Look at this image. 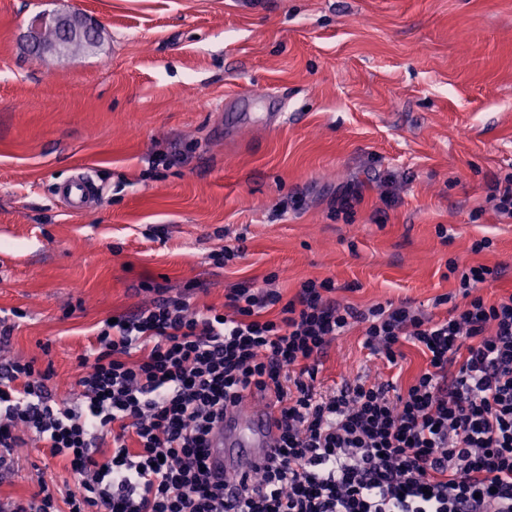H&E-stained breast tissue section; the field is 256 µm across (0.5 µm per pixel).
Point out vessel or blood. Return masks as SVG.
Returning a JSON list of instances; mask_svg holds the SVG:
<instances>
[{
  "label": "vessel or blood",
  "mask_w": 512,
  "mask_h": 512,
  "mask_svg": "<svg viewBox=\"0 0 512 512\" xmlns=\"http://www.w3.org/2000/svg\"><path fill=\"white\" fill-rule=\"evenodd\" d=\"M72 211H81L98 199V187L90 173H78L61 190ZM279 436L278 412L271 402L252 408L248 418L238 409H228L224 420L208 436L211 470L226 480L241 478L261 466Z\"/></svg>",
  "instance_id": "vessel-or-blood-1"
}]
</instances>
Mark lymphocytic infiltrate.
<instances>
[{
	"mask_svg": "<svg viewBox=\"0 0 512 512\" xmlns=\"http://www.w3.org/2000/svg\"><path fill=\"white\" fill-rule=\"evenodd\" d=\"M448 270L463 300L440 296L450 311L438 320L406 304H340L329 278L303 281L289 300L240 283L220 310L158 295L99 328L74 406L55 400L50 370L11 361L0 374V469L32 432L74 482L59 497L41 484L0 512H512V295H480L496 275L488 266ZM356 324L389 367L406 341L426 369L403 391L360 378L321 390V357ZM248 391L275 400L280 434L229 495L206 439Z\"/></svg>",
	"mask_w": 512,
	"mask_h": 512,
	"instance_id": "1",
	"label": "lymphocytic infiltrate"
}]
</instances>
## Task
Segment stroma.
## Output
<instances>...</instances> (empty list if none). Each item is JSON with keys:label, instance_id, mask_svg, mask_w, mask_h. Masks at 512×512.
Returning a JSON list of instances; mask_svg holds the SVG:
<instances>
[{"label": "stroma", "instance_id": "obj_1", "mask_svg": "<svg viewBox=\"0 0 512 512\" xmlns=\"http://www.w3.org/2000/svg\"><path fill=\"white\" fill-rule=\"evenodd\" d=\"M59 8L96 23L95 49L27 47L31 16ZM259 91L287 120L250 104L225 127L230 94ZM156 151L178 161L152 176ZM83 167L100 196L74 212L56 187ZM510 172L512 0H0V363L36 358L75 401L98 324L147 304L146 282L219 308L241 282L274 277L288 300L330 278L341 303L444 318L457 259L497 268L485 297L510 295L512 221L486 202ZM350 186L352 221L333 219ZM225 245L244 253L221 269ZM362 341L357 326L330 344L321 387L389 378ZM15 457L1 499L73 480L35 435Z\"/></svg>", "mask_w": 512, "mask_h": 512}]
</instances>
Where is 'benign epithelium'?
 Returning <instances> with one entry per match:
<instances>
[{"label":"benign epithelium","mask_w":512,"mask_h":512,"mask_svg":"<svg viewBox=\"0 0 512 512\" xmlns=\"http://www.w3.org/2000/svg\"><path fill=\"white\" fill-rule=\"evenodd\" d=\"M29 42L37 51L62 56L70 50L92 47L97 42V29L84 15L70 12H38L29 21Z\"/></svg>","instance_id":"benign-epithelium-1"}]
</instances>
